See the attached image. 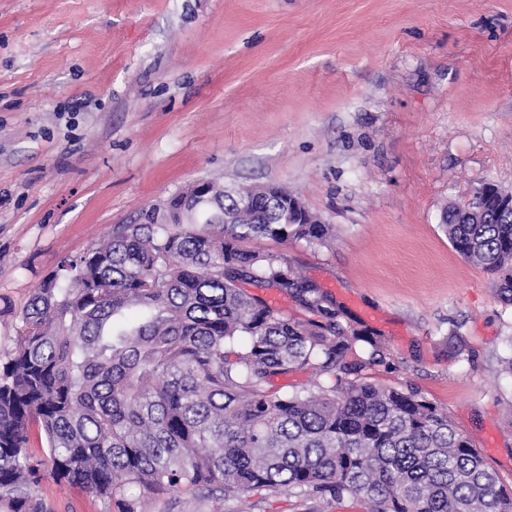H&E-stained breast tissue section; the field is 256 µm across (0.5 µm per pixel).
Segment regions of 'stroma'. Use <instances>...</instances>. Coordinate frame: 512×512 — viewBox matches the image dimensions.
<instances>
[{
  "mask_svg": "<svg viewBox=\"0 0 512 512\" xmlns=\"http://www.w3.org/2000/svg\"><path fill=\"white\" fill-rule=\"evenodd\" d=\"M277 184L333 228L259 238L382 337L512 487V305L439 227L512 191V0H0V353L33 291L190 183ZM53 512H119L43 483ZM152 512H368L283 488Z\"/></svg>",
  "mask_w": 512,
  "mask_h": 512,
  "instance_id": "stroma-1",
  "label": "stroma"
}]
</instances>
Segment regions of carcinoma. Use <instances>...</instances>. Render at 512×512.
<instances>
[{"label":"carcinoma","mask_w":512,"mask_h":512,"mask_svg":"<svg viewBox=\"0 0 512 512\" xmlns=\"http://www.w3.org/2000/svg\"><path fill=\"white\" fill-rule=\"evenodd\" d=\"M251 191L242 212L224 185L208 182L204 202L190 186L42 281L0 359V509L51 512L39 495L51 479L109 501L129 484L215 502L284 488L363 498L369 512H512V487L448 414L367 376L386 364L378 337L286 256L243 247L332 234L284 223L293 195ZM506 195L484 184L440 226L512 304ZM244 284L290 296L305 317ZM306 369L312 386L273 389Z\"/></svg>","instance_id":"carcinoma-1"}]
</instances>
